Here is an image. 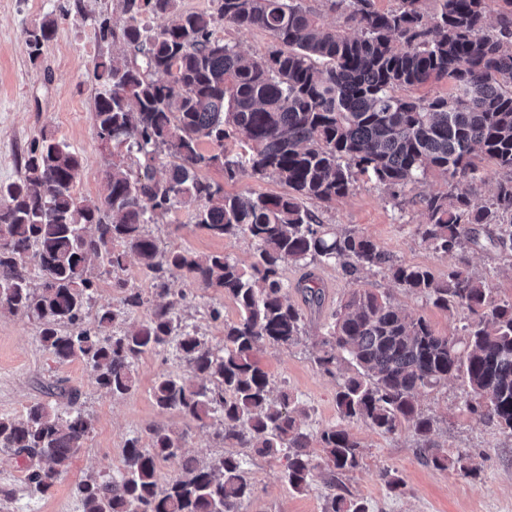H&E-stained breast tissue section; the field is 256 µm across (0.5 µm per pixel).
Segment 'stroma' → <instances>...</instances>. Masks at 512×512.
<instances>
[{
  "label": "stroma",
  "instance_id": "35a3bbf8",
  "mask_svg": "<svg viewBox=\"0 0 512 512\" xmlns=\"http://www.w3.org/2000/svg\"><path fill=\"white\" fill-rule=\"evenodd\" d=\"M46 16L55 19L56 34L43 56L33 62L25 47L26 31ZM104 18L114 29H122L127 16L120 0H0V185L22 175L21 160L31 141L46 132L66 142L85 161L74 184L75 195L100 199L112 162L100 147L94 125L98 88L94 66L114 50L111 41L99 36V22ZM202 175L223 185L228 195H279L286 191L275 180L246 174L231 179L218 168L203 170ZM446 189L443 179L431 173L407 188L404 198L394 200L363 177L346 197L328 205L314 204L313 209L322 223L371 236L394 259L428 267L435 274H446L449 267L466 262L473 273L489 281L496 299L511 301L512 256L493 248L486 231H479L477 244L448 256L435 253L422 242L418 226L425 223L426 216L419 197ZM145 230L167 251L221 254L242 265L253 260L255 246L248 238L212 236L196 225L192 209L181 205L157 223L146 225ZM303 273L301 266L291 262L282 268L288 301L302 309L305 317L303 335L291 345L265 346L256 352L255 359L268 373L274 389L289 391L297 398L307 412L303 422L310 431L339 421L335 401L338 381L315 368L313 344L352 289L388 294L409 315L424 318L437 334L462 335L460 313L434 307L375 270L362 272L353 280L338 265L319 266L315 273L323 287L322 302L318 312H311L294 290ZM122 277L128 287L141 292L145 304L116 324L119 332L147 321L150 309L165 301L136 257H128ZM169 288L171 293L185 295L179 307L181 317L213 346L223 347L225 322L238 318L235 303L223 289L201 287L186 274L170 278ZM214 307L223 309V321L210 319L209 311ZM39 332L36 322L0 312V417L24 415L30 405L44 401L43 384L57 382L78 390V405L91 417L93 430L69 468L42 495L32 493L23 460L0 453V512H83L78 484L103 474L118 476L126 441L136 438L142 446H149L151 431L159 426L184 433L188 457L207 462L225 453L212 427L174 411H161L151 398L160 377L187 372L175 346L144 354L136 364L134 388L115 398L97 384L82 360L55 362L43 348ZM467 399L466 385L454 377L421 394L419 403L436 420L435 443L452 457L468 452L480 470L477 478L427 466L419 452L421 442L411 428L382 435L355 421L347 428L362 445V460L356 471L342 477L341 494L363 502L368 512H512V446H505L493 425L468 411ZM238 454L247 462L252 484L243 512H323L330 493L325 474H317L297 493L282 479L283 456L262 457L249 448L239 449ZM385 468L397 471L403 480L401 489H387L379 477Z\"/></svg>",
  "mask_w": 512,
  "mask_h": 512
}]
</instances>
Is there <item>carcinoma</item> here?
I'll return each instance as SVG.
<instances>
[{"label":"carcinoma","mask_w":512,"mask_h":512,"mask_svg":"<svg viewBox=\"0 0 512 512\" xmlns=\"http://www.w3.org/2000/svg\"><path fill=\"white\" fill-rule=\"evenodd\" d=\"M174 2L123 0L128 18L121 34L106 19L99 24L101 38L124 47L94 70L103 86L95 97L97 136L117 151L103 197L73 195L84 160L45 134L30 143L24 175L0 186V311L36 321L56 362L83 360L114 397L133 389L143 354L176 341L188 372L159 378L156 406L218 422L224 443L283 455V478L296 492L319 467L309 452L314 441L331 486L359 467L360 444L344 426L353 421L384 435L409 426L425 445L426 465L476 475L469 454L452 458L432 441L434 422L418 396L461 377L471 395L468 410L512 440V300H496L489 282L464 262L443 278L399 263L371 237L321 223L309 204L347 196L363 175L395 198L436 172L449 190L419 198L427 218L419 227L422 241L453 253L476 241L482 225L494 247L512 255V0H435L431 12L424 0H398L386 12L373 0H321L320 9L305 0H214V15L180 12L148 29L143 18L172 12ZM326 10L342 22L327 23ZM218 19L264 31L273 44L247 54L213 36ZM54 31L47 16L26 30L31 61ZM448 80L446 96L415 94ZM229 141L239 151L227 150ZM205 143L210 150L202 149ZM162 156L167 169L159 177L155 163ZM477 157L506 172L481 207L458 188L477 172ZM211 167L231 179H275L288 193L226 195L200 175ZM176 204L193 206L195 223L216 237L249 238L254 260L242 267L224 255L161 251L144 227ZM130 254L165 293V281L178 272L224 289L240 312L224 323V347L184 323L174 301L152 308L142 325L107 333L144 305L133 290L122 308L97 313L96 329L80 327L98 287L91 261L125 288L120 272ZM287 261L334 263L351 277L384 270L434 307L462 312L464 335H438L388 297L353 289L331 315L314 357L320 372L341 378V423L313 434L298 419L297 400L286 391L273 394L269 375L253 359L265 343L301 336L304 316L288 303L281 278ZM296 290L320 306L313 274ZM60 395L67 396L63 408L35 402L20 418L0 417V451L33 460L28 484L35 492L51 487L93 429L76 408L77 391ZM183 441L165 428L151 430L148 448L127 440L120 478L78 485L84 512H242L251 484L246 460L232 453L206 465L187 458L185 475L160 483L161 462L182 455ZM324 512H367V506L334 493Z\"/></svg>","instance_id":"cac0c4a2"}]
</instances>
